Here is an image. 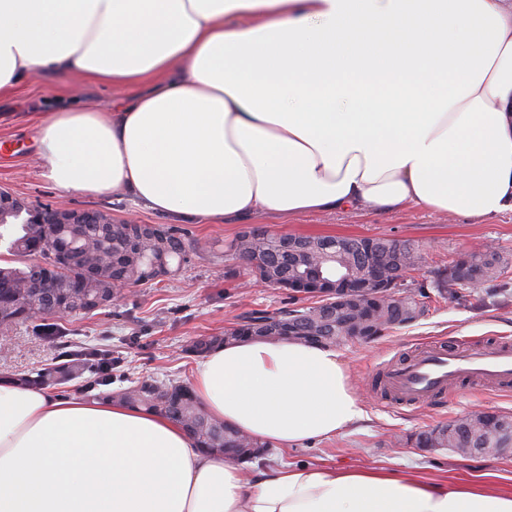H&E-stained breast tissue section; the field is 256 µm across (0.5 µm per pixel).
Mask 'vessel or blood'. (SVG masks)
<instances>
[{"label":"vessel or blood","mask_w":512,"mask_h":512,"mask_svg":"<svg viewBox=\"0 0 512 512\" xmlns=\"http://www.w3.org/2000/svg\"><path fill=\"white\" fill-rule=\"evenodd\" d=\"M467 378L490 388L512 381V344L475 348L463 341L448 349H424L390 364L380 387L391 402L423 407Z\"/></svg>","instance_id":"b4317fda"}]
</instances>
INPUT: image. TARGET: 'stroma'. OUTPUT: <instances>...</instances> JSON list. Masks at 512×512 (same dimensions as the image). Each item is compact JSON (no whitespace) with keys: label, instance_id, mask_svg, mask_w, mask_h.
Listing matches in <instances>:
<instances>
[{"label":"stroma","instance_id":"35a3bbf8","mask_svg":"<svg viewBox=\"0 0 512 512\" xmlns=\"http://www.w3.org/2000/svg\"><path fill=\"white\" fill-rule=\"evenodd\" d=\"M112 108L111 88L82 76L49 74L24 81L14 93L0 98V189L10 191L33 207L96 209L113 222L133 219L140 224H164L167 216L124 196L92 198L65 192L46 181L37 167L34 125L40 118L68 105ZM249 222L277 233L343 237L393 236L417 245L425 261L411 273L409 287L430 285L433 271L456 253L485 243L512 258V213L482 222L443 215L420 206L395 212L330 211L284 218L262 212ZM245 223L194 224L192 236L210 244L211 252L193 258L179 276L157 285L135 287L124 298L93 317L62 320L65 338L73 348L110 345L118 365L112 389L131 378L191 380L195 359L181 357L190 340L222 333L247 311L287 307V292L268 286L235 287L224 277V246ZM466 337L481 346L512 338V286L490 289L484 302L466 296L458 300L433 298L415 323L389 331L376 342L348 341L338 346L365 412L360 426L342 435L307 440L288 450H276L274 462L294 466L324 464L339 469L368 468L400 471L413 466L419 477L463 483L490 479L512 490V451L497 456L469 457L447 448L395 446L394 437L448 423L471 409L512 413V390L489 394L463 388L457 397L415 408L381 399L374 379L399 355L430 342ZM58 353L53 339L33 335L30 326H17L9 340H0V373L37 370Z\"/></svg>","mask_w":512,"mask_h":512}]
</instances>
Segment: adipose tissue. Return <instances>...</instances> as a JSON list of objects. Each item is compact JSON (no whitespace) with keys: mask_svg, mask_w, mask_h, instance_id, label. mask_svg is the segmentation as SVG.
I'll return each instance as SVG.
<instances>
[{"mask_svg":"<svg viewBox=\"0 0 512 512\" xmlns=\"http://www.w3.org/2000/svg\"><path fill=\"white\" fill-rule=\"evenodd\" d=\"M78 74L111 111L37 123L40 175L190 224L407 205L512 212V0H0V95ZM193 389L281 448L363 409L334 349L220 347ZM0 512H512V491L255 467L178 424L0 376Z\"/></svg>","mask_w":512,"mask_h":512,"instance_id":"1","label":"adipose tissue"}]
</instances>
